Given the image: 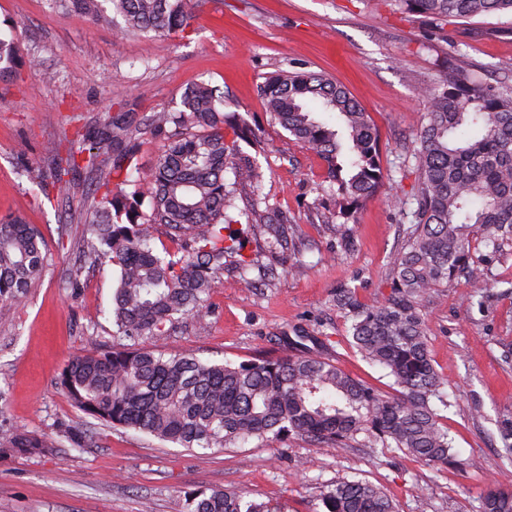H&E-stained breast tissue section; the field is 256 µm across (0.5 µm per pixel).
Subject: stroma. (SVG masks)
Listing matches in <instances>:
<instances>
[{
	"mask_svg": "<svg viewBox=\"0 0 512 512\" xmlns=\"http://www.w3.org/2000/svg\"><path fill=\"white\" fill-rule=\"evenodd\" d=\"M0 34L14 37L20 61L17 77L0 83V222L37 227L49 256L11 324L0 326V419L45 438L66 425L91 436L80 449L1 448L0 512H185L186 491L198 487L234 489L281 512H316L324 486L344 478L383 487L398 512H478L488 489L512 490V456L502 440L512 427L511 245L489 257L474 242L488 283L459 279L423 303L431 358L450 400L442 422L459 466L436 470L391 448L335 450L298 437L203 455L86 416L57 388L71 357L125 340L113 333L111 266H80L82 225H64L57 202L25 174L48 167L77 131L103 122L118 102L143 116L179 104L192 85L222 87L226 111L266 148L259 187L241 188L236 205L282 212L295 246L273 250L265 238L242 235L243 253L271 266L274 281L248 284L225 266L201 315L181 320L163 345L239 363L294 351L299 337L314 336L347 373L387 393L393 380L353 347L336 291L354 289L364 302L389 293L390 262L406 244L409 219L387 199L412 192L410 148L427 110L419 89L445 80L452 59L486 82L512 85V15L441 30L395 0H207L186 38L136 33L118 41L110 25L51 13L44 0H0ZM31 58L38 69L28 67ZM294 68L345 86L378 132L382 184L342 235L323 221L334 205L323 190V160L270 121L259 93L265 76ZM47 71L55 81L44 80Z\"/></svg>",
	"mask_w": 512,
	"mask_h": 512,
	"instance_id": "obj_1",
	"label": "stroma"
}]
</instances>
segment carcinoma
Segmentation results:
<instances>
[{
  "instance_id": "cac0c4a2",
  "label": "carcinoma",
  "mask_w": 512,
  "mask_h": 512,
  "mask_svg": "<svg viewBox=\"0 0 512 512\" xmlns=\"http://www.w3.org/2000/svg\"><path fill=\"white\" fill-rule=\"evenodd\" d=\"M203 0H46L51 12L112 22L128 33L181 37ZM436 27L492 13L512 14V0H396ZM17 48L0 37V81L13 78ZM259 91L270 119L325 162V182L337 195L330 223L349 215L379 187L383 172L376 128L368 112L332 78L279 70ZM428 102L413 150L416 208L407 245L392 261L388 295L370 304L343 288L336 305L351 321L352 345L387 370L393 392L381 394L351 377L320 352L262 357L238 364L203 360L162 349L111 348L76 356L58 385L86 415L134 429L182 448H237L250 440L301 437L327 448H349L358 437L395 448L437 468L457 463L440 407L444 380L429 350L423 300L456 278L485 272L473 259L480 240L492 254L512 241V86L489 85L457 66L444 83L423 86ZM160 139L156 164L138 166L141 139ZM264 151L261 137L224 112V90L208 83L187 88L177 108L138 118L120 108L87 131L50 172L27 169L44 195H69L73 175L92 174L83 253L112 265L115 334L132 340L165 336L182 315L200 313L204 295L231 263L242 273L258 267L242 253L239 235L260 233L281 244L283 229L264 216L231 214L237 187L260 177L256 159L237 160L238 142ZM133 187L112 192V182ZM167 228L176 248L157 249L155 226ZM47 254L39 230L15 218L0 224V323L25 303L42 276ZM59 439L82 448L87 431L69 426ZM40 436L0 420V447L35 452ZM321 512H395L388 496L363 480L342 479L321 493ZM187 512H278L233 490H196ZM479 512H512V491L490 489Z\"/></svg>"
}]
</instances>
